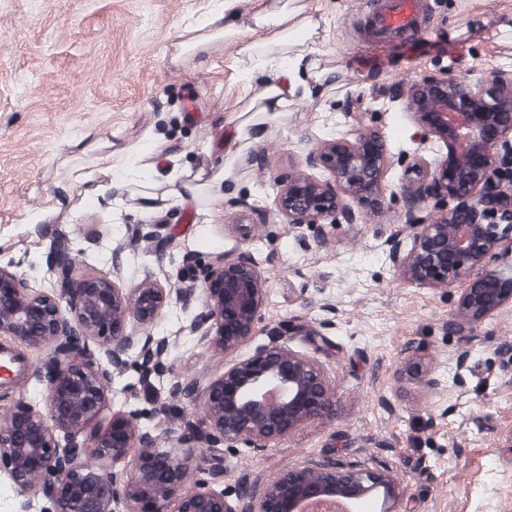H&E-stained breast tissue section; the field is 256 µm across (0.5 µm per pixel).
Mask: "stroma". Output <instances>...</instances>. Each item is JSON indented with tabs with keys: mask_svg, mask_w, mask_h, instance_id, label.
<instances>
[{
	"mask_svg": "<svg viewBox=\"0 0 512 512\" xmlns=\"http://www.w3.org/2000/svg\"><path fill=\"white\" fill-rule=\"evenodd\" d=\"M358 2L308 0L319 20L317 68L298 74L286 112L245 128L233 53L170 60L177 34L201 23L212 0H0V263L48 292L49 251L61 237L75 276L118 263L126 288L147 270L189 279L203 257L260 251L266 298L252 339L223 352L189 333L180 306L166 308L152 330L170 340L162 370L146 383L131 370L114 374L108 412L140 410L160 448L174 451L197 413L171 398L174 377L206 382L277 342L327 368L335 415L260 451L220 448L227 492L257 493L285 470L333 463L385 474L397 512H512V308L462 322L461 285L408 283L384 244L410 232L401 185L446 153L421 142L395 90L437 68L464 79L512 71V0H430L423 33L380 46L354 38ZM380 53L394 70L362 69ZM242 129L252 147L233 178L211 184ZM351 129L379 131L409 167L388 170L381 206L361 223L285 224L275 177ZM111 152L146 167L149 185H122L106 166ZM87 169L121 198L114 218L72 186ZM195 175L208 181L197 197L168 200L173 178ZM158 223L171 233L160 250L134 234ZM2 349L24 366L0 387V409L42 402L35 371L48 348L0 336Z\"/></svg>",
	"mask_w": 512,
	"mask_h": 512,
	"instance_id": "stroma-1",
	"label": "stroma"
}]
</instances>
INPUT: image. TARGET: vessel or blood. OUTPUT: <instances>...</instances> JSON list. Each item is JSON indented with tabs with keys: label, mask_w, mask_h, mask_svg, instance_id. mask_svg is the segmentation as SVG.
I'll return each mask as SVG.
<instances>
[{
	"label": "vessel or blood",
	"mask_w": 512,
	"mask_h": 512,
	"mask_svg": "<svg viewBox=\"0 0 512 512\" xmlns=\"http://www.w3.org/2000/svg\"><path fill=\"white\" fill-rule=\"evenodd\" d=\"M359 11L373 40L414 35L430 12L429 0H360Z\"/></svg>",
	"instance_id": "vessel-or-blood-1"
}]
</instances>
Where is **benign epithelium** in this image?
<instances>
[{
	"instance_id": "benign-epithelium-1",
	"label": "benign epithelium",
	"mask_w": 512,
	"mask_h": 512,
	"mask_svg": "<svg viewBox=\"0 0 512 512\" xmlns=\"http://www.w3.org/2000/svg\"><path fill=\"white\" fill-rule=\"evenodd\" d=\"M423 140L435 138L447 155L414 188L403 190L406 222L415 229L408 250L397 237L384 241L393 267L406 280L448 287L466 283L459 316L475 323L512 306V269L487 266L512 243V72L467 81L434 70L397 93ZM388 165L383 136L357 133L309 151L303 168L279 177L277 210L286 223L356 224L381 204ZM324 170L331 181L317 179ZM354 200V208L348 200ZM436 212L438 217L430 219ZM55 288L31 289L12 265L0 264V335L52 349L36 371L44 408L19 403L0 420V473L21 494L46 501L41 512H312L309 506L342 498L364 503L370 490L391 488L385 475L334 465L289 469L262 493L227 499L224 470L215 463L195 487L183 490L198 448L241 443L260 450L304 422L332 417L328 373L314 357L276 343L262 345L224 367L204 385L173 381L171 394L203 415L178 442L179 453L154 448L157 436L139 424L140 411L115 413L92 428L107 405L112 374L135 367L147 376L165 337L140 333L175 303L191 311L190 332L225 351L254 336L264 306V274L248 250L219 253L197 265L192 283L160 281L144 272L122 288V268L73 275L68 252L52 246ZM202 306L193 307L196 294ZM92 338L98 358L86 351Z\"/></svg>"
}]
</instances>
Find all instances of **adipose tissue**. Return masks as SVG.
<instances>
[{"mask_svg":"<svg viewBox=\"0 0 512 512\" xmlns=\"http://www.w3.org/2000/svg\"><path fill=\"white\" fill-rule=\"evenodd\" d=\"M318 27L307 0H219L203 23L178 35L171 59L181 63L197 53L239 43L237 76L242 82H250L258 69L270 73L251 90L242 109L266 117L287 111V79L304 61L302 48Z\"/></svg>","mask_w":512,"mask_h":512,"instance_id":"ef3b65f1","label":"adipose tissue"}]
</instances>
